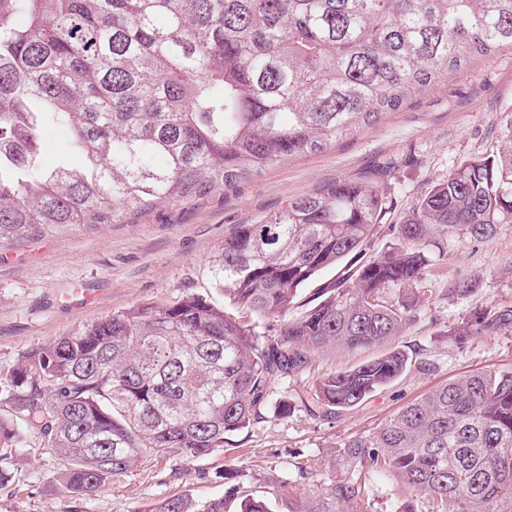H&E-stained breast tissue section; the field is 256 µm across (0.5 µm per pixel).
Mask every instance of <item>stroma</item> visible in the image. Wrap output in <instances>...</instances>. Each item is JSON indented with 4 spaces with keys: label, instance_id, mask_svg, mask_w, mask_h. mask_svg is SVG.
Listing matches in <instances>:
<instances>
[{
    "label": "stroma",
    "instance_id": "stroma-1",
    "mask_svg": "<svg viewBox=\"0 0 512 512\" xmlns=\"http://www.w3.org/2000/svg\"><path fill=\"white\" fill-rule=\"evenodd\" d=\"M512 119V49L448 75L398 111L322 152L263 170L229 189L171 200L119 224L69 227L0 247V371L25 352L71 335L114 313L199 296L233 312L214 275L215 258L237 225L277 213L288 200L339 182L378 186L388 201L385 223L397 224L418 198L462 163L495 154ZM477 275L478 292L442 298L422 310L396 338L413 357L410 369L355 408L321 417L308 410L322 377L350 369L376 349L316 354L294 376L273 379L259 422L227 435L208 456L141 454L135 465L99 490L76 495L58 482L61 462L25 444L14 454L13 478L0 486V512H145L176 496L206 512L225 491L224 471L236 469L239 495L266 498L271 512L321 495L335 482L357 480L361 512H426L424 496L408 497L391 475L350 458L345 441L375 435L408 403L432 387L473 371L512 369V333L448 336L453 324L488 306H512V223L489 241L451 238L427 270L443 288L456 273ZM290 412L281 415V404ZM282 476L284 495L266 485Z\"/></svg>",
    "mask_w": 512,
    "mask_h": 512
}]
</instances>
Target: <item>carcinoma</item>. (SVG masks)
Instances as JSON below:
<instances>
[{
	"label": "carcinoma",
	"instance_id": "cac0c4a2",
	"mask_svg": "<svg viewBox=\"0 0 512 512\" xmlns=\"http://www.w3.org/2000/svg\"><path fill=\"white\" fill-rule=\"evenodd\" d=\"M509 47L512 0H0V246L248 180ZM48 121L70 129L80 166H40ZM504 138L388 225L395 244L369 259L387 207L376 186L339 183L238 225L218 277L238 309L279 318L272 335L191 296L26 352L0 377V484L22 434L83 495L144 452L207 456L259 419L274 377L323 349L382 347L430 302L475 293L476 276L439 292L426 272L444 240L480 243L512 223V121ZM346 259L352 282L288 316L305 284ZM511 331L512 307H489L448 335ZM411 363L389 349L318 381L311 405L354 408ZM344 447L424 494L427 512H512V370L441 385ZM359 495L349 479L289 512H350ZM145 512L192 504L172 497Z\"/></svg>",
	"mask_w": 512,
	"mask_h": 512
}]
</instances>
